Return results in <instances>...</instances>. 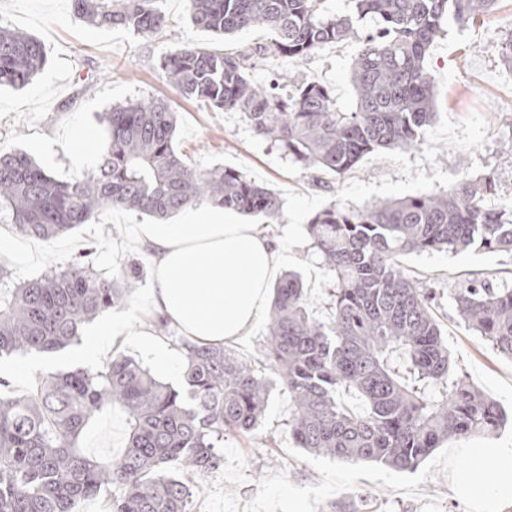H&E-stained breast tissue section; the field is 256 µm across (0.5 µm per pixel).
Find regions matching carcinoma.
I'll return each mask as SVG.
<instances>
[{
    "label": "carcinoma",
    "instance_id": "1",
    "mask_svg": "<svg viewBox=\"0 0 512 512\" xmlns=\"http://www.w3.org/2000/svg\"><path fill=\"white\" fill-rule=\"evenodd\" d=\"M162 2L72 0L90 24L143 36L169 26ZM352 2L353 12L339 16L326 14L323 0H188L196 27L217 35L263 27L268 40L230 55L182 45L162 69L182 97L240 112L256 136L313 174L342 176L379 148L419 144L436 116L425 61L443 22L474 21L495 12L499 0ZM366 19L375 26L364 31ZM348 40L361 44L350 68V112L317 82L253 80L264 55L306 57ZM45 62L40 40L0 27V86H25ZM101 122L106 147L96 166L71 182L56 180L25 152H0V213L21 235L48 241L105 208L163 219L210 203L269 224L279 217L275 191L237 170L185 163L167 101L115 105ZM490 189L491 179L481 177L446 193L352 210L332 203L317 212L307 231L336 280L330 317L311 316L300 276L287 272L274 289L262 369L223 346L187 341L180 389L117 355L95 373L77 367L39 376L34 392L0 397V512H80L104 494L112 512H190L191 486L170 469L200 476L218 468L224 434L258 426L275 381L288 392L297 447L338 460L414 471L450 438L500 431L499 404L449 365L433 292L400 265L403 255L432 250L512 255V206L485 207ZM139 276L132 266L107 277L75 259L15 284L0 268V356L66 348L86 322L123 305ZM453 301L468 328L512 358V286L470 277ZM342 389L358 393L365 409L339 401ZM114 406L128 415V441L119 458L104 460L79 441Z\"/></svg>",
    "mask_w": 512,
    "mask_h": 512
}]
</instances>
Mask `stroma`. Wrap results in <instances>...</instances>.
Here are the masks:
<instances>
[{
  "mask_svg": "<svg viewBox=\"0 0 512 512\" xmlns=\"http://www.w3.org/2000/svg\"><path fill=\"white\" fill-rule=\"evenodd\" d=\"M172 29L142 36L124 28H98L79 18L71 0H0V26L38 37L47 59L43 70L20 89L0 88V149L27 151L56 178L70 181L90 171L97 155L79 162L81 135L98 142L106 134L99 115L129 100L162 98L177 114L175 140L186 162L205 170L221 165L240 171L279 194L283 206L267 233L285 251L286 268L299 271L308 288L309 311L327 321L333 275L322 265L307 231L309 220L329 204L361 209L389 200L442 193L465 179L491 175L495 187L484 203L496 208L512 195V71L500 60L497 43L512 33V0L476 21H447L426 66L433 75L437 115L421 145L409 151L379 150L341 177L314 179L273 142L256 137L241 113L213 112L180 97L168 84L161 62L171 50L192 43L231 53L265 42L260 28L223 38L194 26L186 0H164ZM359 45L347 41L309 56L260 58L256 83L272 76L329 86L338 104L352 108L350 64ZM147 216L104 209L89 223L53 241L33 240L0 223V259L13 277L26 280L88 255L94 269L108 276L139 264L129 302L103 312L106 320L149 318L153 264L133 244L136 225ZM406 273L434 293L452 368L497 401L509 416L494 434L512 443V359L474 336L459 320L452 296L467 275L500 278L512 270V256L468 250L430 251L403 257ZM291 407L286 393L273 391L262 424L251 432L225 435L224 462L194 482L191 512H293L304 500L310 512H463L448 487L450 471L462 466L452 455L455 439L435 449L412 472L372 464H352L297 448L289 434ZM128 422L118 408L103 414L81 440L87 452L103 459L122 455Z\"/></svg>",
  "mask_w": 512,
  "mask_h": 512,
  "instance_id": "stroma-1",
  "label": "stroma"
}]
</instances>
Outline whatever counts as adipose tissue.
<instances>
[{
	"mask_svg": "<svg viewBox=\"0 0 512 512\" xmlns=\"http://www.w3.org/2000/svg\"><path fill=\"white\" fill-rule=\"evenodd\" d=\"M136 236L153 252V311L200 345L250 336L284 264L263 225L238 223L214 207L177 224L138 225ZM117 341L137 347L159 366L171 363L169 350L150 327L122 320L104 323L77 354L100 359ZM458 454L465 466L451 473L449 484L468 512H505L512 506V447L475 445Z\"/></svg>",
	"mask_w": 512,
	"mask_h": 512,
	"instance_id": "obj_1",
	"label": "adipose tissue"
}]
</instances>
